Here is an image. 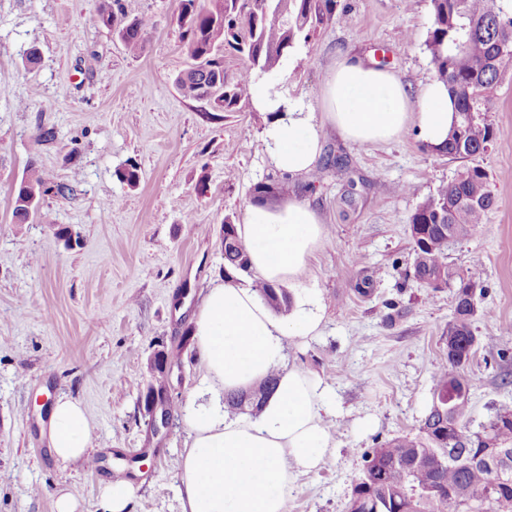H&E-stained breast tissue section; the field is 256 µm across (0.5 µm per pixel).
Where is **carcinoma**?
<instances>
[{"label":"carcinoma","instance_id":"carcinoma-1","mask_svg":"<svg viewBox=\"0 0 512 512\" xmlns=\"http://www.w3.org/2000/svg\"><path fill=\"white\" fill-rule=\"evenodd\" d=\"M432 27L427 41L438 80L456 103L457 122L439 156L461 163L456 178L421 202L411 216L414 242L413 277L433 289L453 290L454 313L448 321L453 352L434 373L433 396L445 402L449 418L429 412L421 434L402 435L365 451L363 468L354 482L348 512H512V479L503 481L480 463L457 465L448 449L477 456L490 446L512 449V409L498 410L483 431L468 430L471 385L463 375L467 353L475 337L473 323L482 295L481 271L466 270L448 261L451 243L473 235L493 207L488 174L478 158L497 131L483 105L501 71L512 63V7L503 0H431ZM335 0H180L177 18L191 65L174 81L186 98L198 100L205 87L213 89L212 108L228 112L249 96L254 77L278 74L286 52L308 30L331 18ZM287 11L288 22L273 15ZM89 21L112 30L131 54L144 47L152 22L129 18L121 0H97ZM246 57L248 66L231 82L224 79V47ZM46 178L33 167L15 191L13 216L26 224L37 214V199ZM224 231L235 248L224 256V275L251 273L248 254L236 226L224 219ZM255 289L276 312L290 309L287 289L264 281ZM276 385L271 375L241 394L224 396L232 411H257Z\"/></svg>","mask_w":512,"mask_h":512}]
</instances>
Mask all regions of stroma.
Returning <instances> with one entry per match:
<instances>
[{
	"label": "stroma",
	"instance_id": "stroma-1",
	"mask_svg": "<svg viewBox=\"0 0 512 512\" xmlns=\"http://www.w3.org/2000/svg\"><path fill=\"white\" fill-rule=\"evenodd\" d=\"M122 3L128 16L154 22L136 55L89 22L94 0H0V512H55L62 489L99 512L109 473L122 468L131 512H179L182 410L204 377L191 320L202 288L224 281V221L242 223L261 182L309 202L324 223L308 270L288 288L319 300L322 330L287 341L284 363L333 392L337 448L319 470L294 477L288 512H347L363 452L418 434L448 354L452 294L412 277L409 224L460 165L411 126L364 146L325 133L321 154L339 167L318 180L291 177L275 167L266 116L252 100L215 112L176 88L190 63L178 0ZM431 24L430 0H336L334 18L257 86L310 114L330 66L351 52L381 62L418 98L437 77L426 47ZM33 48L40 62L30 67ZM488 107L498 134L479 163L495 204L473 237L448 249L456 266L480 269L479 305L492 311L474 322L478 346L464 369L474 432L512 407V385L500 383L512 372V338L503 335L512 329V66ZM49 128L54 139L41 140ZM132 163L133 185L120 177ZM33 167L74 193H45L38 215L19 224L15 190ZM64 226L79 245L58 236ZM366 276L374 291L361 297L354 286ZM392 300L406 314L390 325ZM161 353L175 410L157 433L145 396ZM61 396L86 410L90 461L62 463L50 453L49 409L38 400ZM141 453L144 468H127L126 458Z\"/></svg>",
	"mask_w": 512,
	"mask_h": 512
}]
</instances>
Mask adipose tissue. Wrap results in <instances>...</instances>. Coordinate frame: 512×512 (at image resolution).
Instances as JSON below:
<instances>
[{"instance_id":"1","label":"adipose tissue","mask_w":512,"mask_h":512,"mask_svg":"<svg viewBox=\"0 0 512 512\" xmlns=\"http://www.w3.org/2000/svg\"><path fill=\"white\" fill-rule=\"evenodd\" d=\"M253 104L271 114L266 137L273 163L293 177L313 171L324 128L347 142L367 144L395 138L412 124L438 148L457 117L442 81L427 83L414 102L398 77L357 54L330 67L320 92V119L293 111L281 116L282 100L262 90L255 92ZM237 232L252 270L272 284L298 281L324 239L318 212L294 197L256 198ZM192 324L205 370L203 391L210 399L190 400L184 411L188 439L178 464L181 512H287L294 476L317 471L336 447L328 389L317 376L282 366L285 340L317 335L320 311L301 307L279 318L254 288L230 280L207 288ZM272 373L277 387L256 418L216 405V398ZM50 419L56 458L87 460L89 423L81 403L58 398Z\"/></svg>"}]
</instances>
